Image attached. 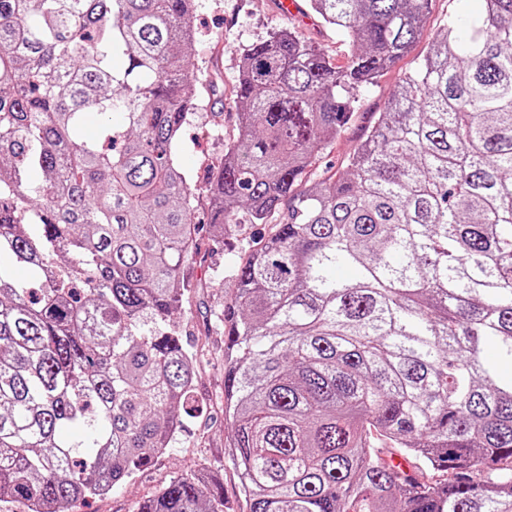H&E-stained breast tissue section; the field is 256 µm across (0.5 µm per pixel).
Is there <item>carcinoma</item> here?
Segmentation results:
<instances>
[{
	"label": "carcinoma",
	"mask_w": 512,
	"mask_h": 512,
	"mask_svg": "<svg viewBox=\"0 0 512 512\" xmlns=\"http://www.w3.org/2000/svg\"><path fill=\"white\" fill-rule=\"evenodd\" d=\"M485 2L311 185L431 0H308L356 47L342 65L292 30L245 49L203 239L174 160L194 0H0V257L37 283L0 267V512L105 495L200 412L205 344L171 317L241 211L266 233L214 324L242 512H512V0ZM224 508L191 472L137 512Z\"/></svg>",
	"instance_id": "obj_1"
}]
</instances>
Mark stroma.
<instances>
[{
	"mask_svg": "<svg viewBox=\"0 0 512 512\" xmlns=\"http://www.w3.org/2000/svg\"><path fill=\"white\" fill-rule=\"evenodd\" d=\"M483 14L482 0H433L420 38L378 84L362 89L357 111L327 148L325 162L333 169L341 168L368 126L384 110L389 90L398 84L403 74L415 68L448 20H456L460 32L464 33ZM194 26L196 38L190 53L195 67L191 79L197 87V99L194 114L178 137L175 160L196 185L204 180L207 160L223 155L237 131L235 103L220 97L212 87L218 84L229 89L236 84L245 48L288 28L302 34L338 63L346 59L351 46L342 34L324 27L312 13L305 12L294 19L281 17L276 0H195ZM255 233V225L242 224L239 237L225 239L222 251L206 255V267L221 272V279L205 280L204 267L192 266V274L201 279L202 286L189 295L184 314L173 317L176 324L185 325L187 335H208L212 345L197 373L196 393L202 414L187 422L172 448L110 494L88 500L80 512H136L140 503L174 477L202 467L216 472L222 480L228 512H241L238 472L235 465L224 458V444L233 434L223 411L224 340L213 333L210 314L229 302L224 276L243 256Z\"/></svg>",
	"mask_w": 512,
	"mask_h": 512,
	"instance_id": "1",
	"label": "stroma"
}]
</instances>
